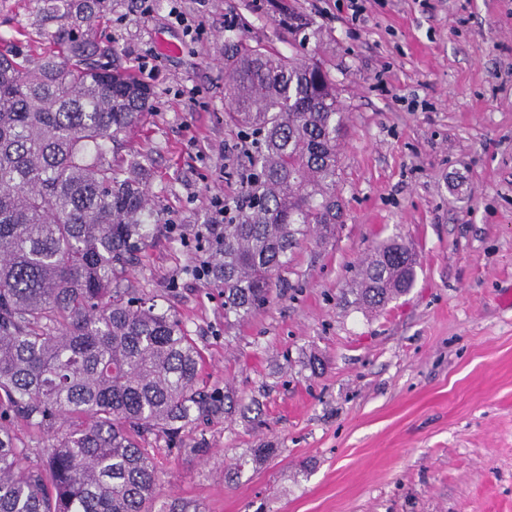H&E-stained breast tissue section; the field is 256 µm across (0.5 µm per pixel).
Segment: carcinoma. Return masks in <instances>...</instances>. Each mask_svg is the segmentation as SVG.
<instances>
[{
  "mask_svg": "<svg viewBox=\"0 0 512 512\" xmlns=\"http://www.w3.org/2000/svg\"><path fill=\"white\" fill-rule=\"evenodd\" d=\"M224 70V121L252 147L213 249L229 323L269 302L298 235L342 223L346 126L316 61L238 44ZM149 109L147 85L85 14L55 52L0 49V512H147L159 471L140 440L231 409L229 395L200 390L201 354L180 321L119 287L151 212L118 154ZM415 276L413 248L393 238L363 260L359 299L379 308ZM16 417L48 433L69 422L43 468L22 465Z\"/></svg>",
  "mask_w": 512,
  "mask_h": 512,
  "instance_id": "obj_1",
  "label": "carcinoma"
}]
</instances>
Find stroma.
Returning <instances> with one entry per match:
<instances>
[{
    "label": "stroma",
    "mask_w": 512,
    "mask_h": 512,
    "mask_svg": "<svg viewBox=\"0 0 512 512\" xmlns=\"http://www.w3.org/2000/svg\"><path fill=\"white\" fill-rule=\"evenodd\" d=\"M89 3L126 67L152 61L151 110L121 154L150 157L159 222L120 285L176 315L207 389L236 400L176 442L146 435L152 512H512V0H365L358 17L348 0H182L197 41L170 0L147 15L139 0ZM291 12L306 40L282 25ZM72 25L44 0H0V39L22 52ZM239 42L331 71L346 216L290 254L270 303L228 326L188 239L208 197L240 194L247 146L224 124L225 52ZM395 236L415 250L414 286L365 309L358 267ZM257 448L275 454L256 463Z\"/></svg>",
    "instance_id": "obj_1"
}]
</instances>
